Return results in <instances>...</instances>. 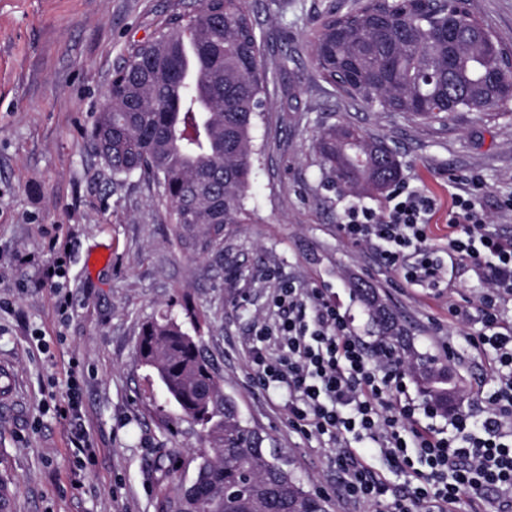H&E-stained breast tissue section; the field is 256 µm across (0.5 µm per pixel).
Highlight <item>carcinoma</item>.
Segmentation results:
<instances>
[{
    "instance_id": "1",
    "label": "carcinoma",
    "mask_w": 512,
    "mask_h": 512,
    "mask_svg": "<svg viewBox=\"0 0 512 512\" xmlns=\"http://www.w3.org/2000/svg\"><path fill=\"white\" fill-rule=\"evenodd\" d=\"M319 77L379 112L446 120L454 112H493L512 84L502 44L463 0H352L331 5L311 42ZM266 69L251 0H199L153 35L126 48L89 140L114 177L140 175L155 187L176 242L203 254L229 224H245L255 160L252 131L265 110ZM320 165L343 190L377 194L401 176L382 140L351 125L314 135ZM369 333L406 359L423 396L448 414L450 361L415 351L399 316L364 282ZM183 416L206 428L192 481L160 501V512H326L266 437L245 420L201 340L174 317L147 322L137 350Z\"/></svg>"
}]
</instances>
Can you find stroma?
Masks as SVG:
<instances>
[{
    "mask_svg": "<svg viewBox=\"0 0 512 512\" xmlns=\"http://www.w3.org/2000/svg\"><path fill=\"white\" fill-rule=\"evenodd\" d=\"M329 0H253L267 69V104L253 130L256 161L245 207L248 224H231L223 244L202 255L179 247L152 188L139 176L112 178L89 147L112 70L127 45L196 0H0V360L11 365L12 397L0 400V489L10 512H159L170 488L163 468L178 457L191 481L200 426L180 420L152 369L136 357L144 322L163 312L200 316L202 343L250 424L270 437L307 489L329 512H380L352 502L325 437L288 423L286 395L252 378L253 329L273 313L277 281L326 289L365 343L361 279L399 314L415 350L443 358L438 333L448 322V290L406 283L375 251L339 232L354 203L382 208L385 195L354 196L334 187L312 150L324 125L352 123L395 152L401 179L438 201L434 242L448 245L453 180L477 173L479 202L499 233L512 235L499 201L512 195V102L488 119L456 112L419 120L378 112L340 96L316 74L310 41ZM512 48V0H467ZM65 247L58 288L43 273ZM78 380L81 410L96 455L55 406ZM90 476L70 478L81 463Z\"/></svg>",
    "mask_w": 512,
    "mask_h": 512,
    "instance_id": "1",
    "label": "stroma"
}]
</instances>
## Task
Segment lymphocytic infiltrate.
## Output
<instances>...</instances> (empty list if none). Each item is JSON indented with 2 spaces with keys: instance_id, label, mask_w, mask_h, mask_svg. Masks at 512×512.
I'll list each match as a JSON object with an SVG mask.
<instances>
[{
  "instance_id": "obj_1",
  "label": "lymphocytic infiltrate",
  "mask_w": 512,
  "mask_h": 512,
  "mask_svg": "<svg viewBox=\"0 0 512 512\" xmlns=\"http://www.w3.org/2000/svg\"><path fill=\"white\" fill-rule=\"evenodd\" d=\"M482 187L477 174L458 181L445 265L429 228L437 202L408 184L396 185L381 209L347 207L338 226L407 283H437L460 269L475 275V298L448 303L449 322L466 329L449 337L448 355L459 360L470 348L487 358L494 386L482 394L479 413L452 409L447 427L422 425L437 417L435 407L410 396L400 362L385 345L367 348L324 289L278 283V316L255 329L249 361L259 384L287 389L294 430L335 441L336 469L353 501H383L387 512H450L466 495L479 512H512V236L489 230L478 202ZM367 439L392 472L406 476L405 493L389 494L361 455Z\"/></svg>"
}]
</instances>
